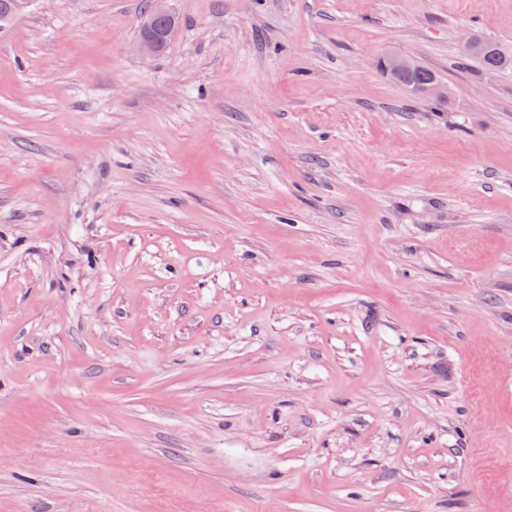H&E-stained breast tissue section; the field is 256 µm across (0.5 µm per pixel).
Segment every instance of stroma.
I'll return each instance as SVG.
<instances>
[{
  "instance_id": "1",
  "label": "stroma",
  "mask_w": 512,
  "mask_h": 512,
  "mask_svg": "<svg viewBox=\"0 0 512 512\" xmlns=\"http://www.w3.org/2000/svg\"><path fill=\"white\" fill-rule=\"evenodd\" d=\"M145 4L0 33V512H512V0ZM471 39H465L463 42L464 52L461 56L462 60L476 59L483 70L489 68L486 70V74H496L498 70L495 68L504 69L512 67V58L505 56L501 49L493 42H478L475 48L466 50L470 46ZM394 79V78H393ZM395 81L404 84L410 83L414 86H422L419 88L416 87H408L409 92L420 98L429 99L433 101H447L448 100V85L441 82V81H434V80H440V77L432 70L421 67L417 70L412 71L411 73L407 74L403 81L394 79ZM434 81V82H431ZM431 82V83H429ZM429 83V84H427ZM426 84V85H425ZM424 85V86H423Z\"/></svg>"
}]
</instances>
